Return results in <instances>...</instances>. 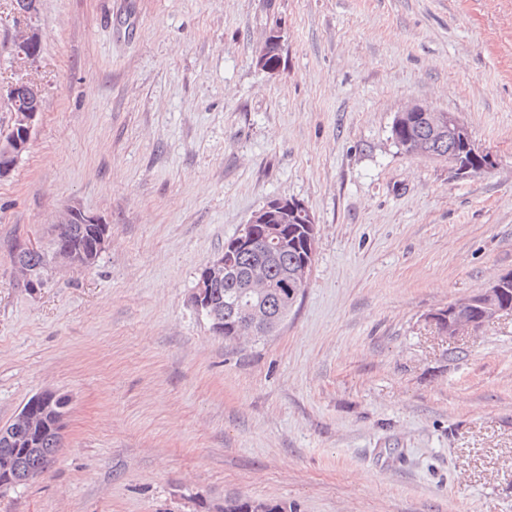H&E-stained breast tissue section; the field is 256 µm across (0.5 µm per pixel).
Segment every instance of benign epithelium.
<instances>
[{
	"mask_svg": "<svg viewBox=\"0 0 512 512\" xmlns=\"http://www.w3.org/2000/svg\"><path fill=\"white\" fill-rule=\"evenodd\" d=\"M39 0H23L18 6L27 21L17 25L13 35L14 55L25 67H33L38 62L39 33L33 25L38 12ZM284 32L276 26L270 29L255 49L254 63L258 70L274 74L277 67L270 61L271 56L280 49ZM0 98L3 99L11 112L12 124L9 140L0 142V177H5L14 169L19 158L29 148L41 112H43V90L41 85L32 78H20L0 87ZM422 114L427 124V138L415 144L416 150L426 151L429 142L448 137V132L463 140L469 137L467 127L454 115L420 103H412L399 113V124L409 127L417 114ZM62 224H101V217L73 207L68 209L60 220ZM284 224H303L306 235L308 258L287 274L283 283L285 294L277 312L273 313L261 301L266 290L273 284L266 279V267L259 263L254 265L246 279L244 287L253 300L236 318L234 339L238 343L251 341L258 336H267L276 332L296 306L304 288L311 277L317 251V224L306 206L297 199L275 197L256 210L247 224L243 225L238 234L224 244V251L211 259L204 267L202 276L197 280L190 295V303L194 309L205 316L210 322L213 333L224 334V316L213 300L212 288L235 275V254L248 250H259L264 255H273L288 247L287 238L282 233ZM76 264L75 256L68 249H57L53 253L44 271L62 266ZM512 281V273L508 278H497L487 287L467 297L460 298L447 307L438 309L426 316V321L433 327L437 335L446 339L477 331L481 326L495 320L499 315L509 311L504 299L506 280ZM57 394L54 391H42L34 396L32 402L23 407L15 416L16 429L6 436L10 444L23 442L32 444L46 429L43 412L54 407ZM20 486L17 467L13 456L4 452L0 454V494Z\"/></svg>",
	"mask_w": 512,
	"mask_h": 512,
	"instance_id": "obj_1",
	"label": "benign epithelium"
}]
</instances>
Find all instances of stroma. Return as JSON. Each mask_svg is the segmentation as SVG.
Instances as JSON below:
<instances>
[{"label":"stroma","mask_w":512,"mask_h":512,"mask_svg":"<svg viewBox=\"0 0 512 512\" xmlns=\"http://www.w3.org/2000/svg\"><path fill=\"white\" fill-rule=\"evenodd\" d=\"M14 24L0 0V85L45 104L0 179V427L44 390L71 404L0 512H512V312L426 321L512 271V0H40L29 69ZM413 101L494 170L395 144ZM281 196L318 225L311 278L276 335L225 342L189 296ZM72 207L111 224L104 252L29 291L15 244ZM284 32L280 26L270 29L255 49L254 63L258 70L274 74L278 70L270 61L271 56L280 49ZM16 455L19 471L23 476L29 474L32 477L31 480L44 473L51 466L45 465L44 455L23 454L22 451H18Z\"/></svg>","instance_id":"1"}]
</instances>
